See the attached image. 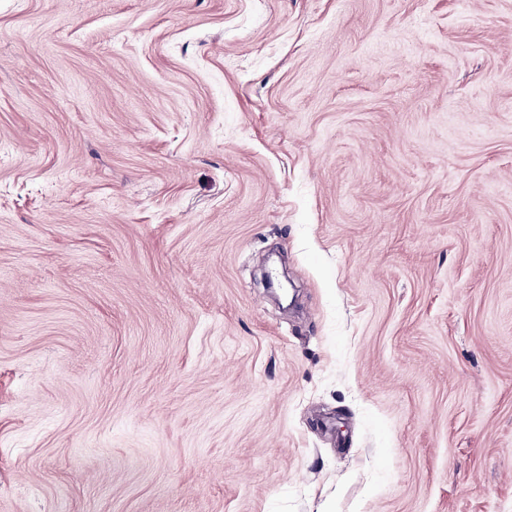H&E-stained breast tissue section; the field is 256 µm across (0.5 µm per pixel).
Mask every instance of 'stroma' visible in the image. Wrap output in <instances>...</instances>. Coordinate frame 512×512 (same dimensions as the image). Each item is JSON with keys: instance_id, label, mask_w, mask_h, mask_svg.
Listing matches in <instances>:
<instances>
[{"instance_id": "obj_1", "label": "stroma", "mask_w": 512, "mask_h": 512, "mask_svg": "<svg viewBox=\"0 0 512 512\" xmlns=\"http://www.w3.org/2000/svg\"><path fill=\"white\" fill-rule=\"evenodd\" d=\"M326 505L512 512V0H0V512Z\"/></svg>"}]
</instances>
